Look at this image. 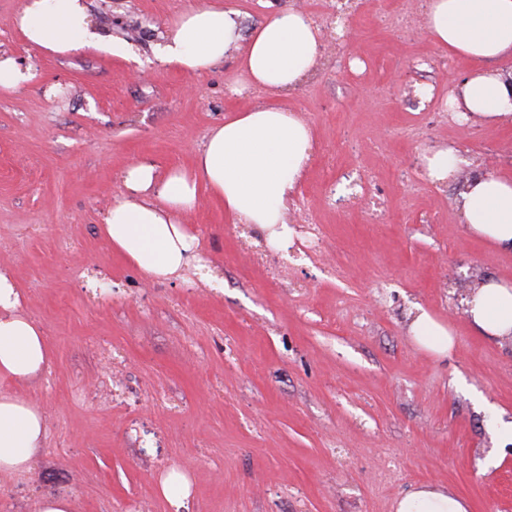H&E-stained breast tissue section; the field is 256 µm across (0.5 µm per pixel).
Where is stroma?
Returning a JSON list of instances; mask_svg holds the SVG:
<instances>
[{
	"label": "stroma",
	"instance_id": "1",
	"mask_svg": "<svg viewBox=\"0 0 512 512\" xmlns=\"http://www.w3.org/2000/svg\"><path fill=\"white\" fill-rule=\"evenodd\" d=\"M22 2L0 0V50L39 77L0 91V269L50 363L0 392L34 402L47 435L30 470L0 475V512L61 497L74 512H395L422 484L471 512H512V442L492 427L512 420V340L479 336L463 302L488 280L512 281V251L467 233L459 181H407L439 146L459 169L512 174V117L455 122L408 94L410 61L436 60L443 93L469 71L423 24L380 22L419 0H365L349 45L330 46L280 96L314 130L291 208L320 224L323 252L269 247L260 226L203 196L179 217L201 263L167 279L143 276L101 235L126 195L123 170L189 166L227 112L271 93L226 96L229 56L204 75L158 65L163 23L196 0H87L127 59L30 48L15 25ZM224 2L246 30L288 8L321 20L333 4ZM349 170L366 173L364 194L349 195ZM368 194L384 201L381 223ZM247 236L266 262L244 252ZM418 306L453 331L450 357L409 336ZM174 468L190 482L178 510L161 493Z\"/></svg>",
	"mask_w": 512,
	"mask_h": 512
}]
</instances>
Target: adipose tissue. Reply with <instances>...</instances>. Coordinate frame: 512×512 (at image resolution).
I'll use <instances>...</instances> for the list:
<instances>
[{"instance_id": "1", "label": "adipose tissue", "mask_w": 512, "mask_h": 512, "mask_svg": "<svg viewBox=\"0 0 512 512\" xmlns=\"http://www.w3.org/2000/svg\"><path fill=\"white\" fill-rule=\"evenodd\" d=\"M15 23L24 42L43 53L73 55L88 50L117 53L112 36L93 23L85 0H23ZM424 24L449 56L475 69L451 103L463 120L492 124L512 115V0H427ZM158 62L191 74L210 72L234 56L248 86L288 92L311 76L320 57L321 30L298 9L268 15L242 33L237 10L201 0L164 22ZM311 127L276 103L250 108L212 128L192 168L165 169L135 162L123 172L129 199L114 201L101 233L113 250L143 275L172 276L190 261L194 239L179 217L200 194L222 203L240 224L268 229L287 243L284 214L309 166ZM457 208L467 231L497 247L512 249V180L480 175L465 180ZM471 325L490 338H512V284L495 280L465 299ZM20 294L0 270V380L23 385L49 365L42 330L20 311ZM409 333L440 357L450 356L452 332L428 312L416 314ZM46 434L40 410L28 400L0 394V474L29 467ZM468 502L424 484L402 496L395 512H469Z\"/></svg>"}]
</instances>
